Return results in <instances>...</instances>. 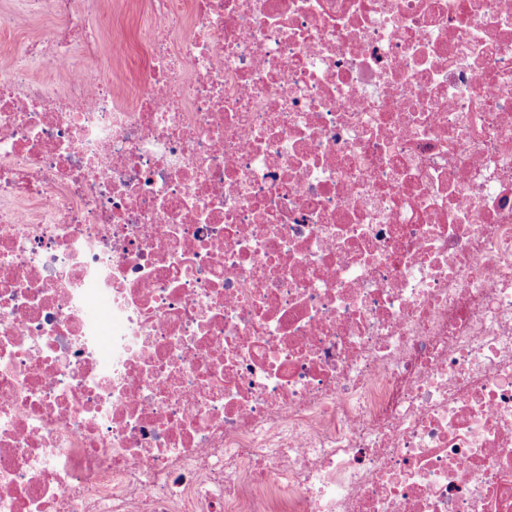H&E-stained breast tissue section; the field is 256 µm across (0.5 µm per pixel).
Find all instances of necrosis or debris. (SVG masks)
<instances>
[{
    "label": "necrosis or debris",
    "instance_id": "4bbe7bcc",
    "mask_svg": "<svg viewBox=\"0 0 512 512\" xmlns=\"http://www.w3.org/2000/svg\"><path fill=\"white\" fill-rule=\"evenodd\" d=\"M45 4L0 512H512V0H148L121 87L101 0Z\"/></svg>",
    "mask_w": 512,
    "mask_h": 512
}]
</instances>
